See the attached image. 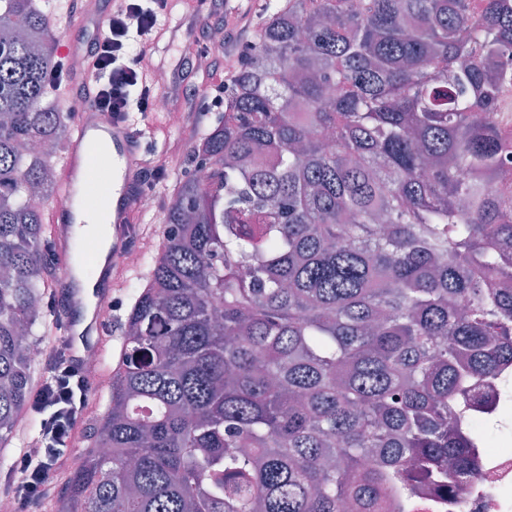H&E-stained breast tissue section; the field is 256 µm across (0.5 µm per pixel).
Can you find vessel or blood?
Here are the masks:
<instances>
[{"label": "vessel or blood", "mask_w": 512, "mask_h": 512, "mask_svg": "<svg viewBox=\"0 0 512 512\" xmlns=\"http://www.w3.org/2000/svg\"><path fill=\"white\" fill-rule=\"evenodd\" d=\"M73 125L75 133L60 167V185L73 192L82 189L90 175L88 159L98 156L103 170L109 175L104 204L112 212V242L106 264L95 277L94 295L98 306L93 310L88 309L83 290L73 274V211L54 208L44 216L45 223L55 228L57 257L61 263L58 292L65 306V330L73 340L72 357L78 361L85 349L93 344L92 335L100 324L98 307L110 299L114 274L124 265L126 251L133 240L135 226L131 216L135 207L139 138L132 130L131 121L117 120L89 105L74 117Z\"/></svg>", "instance_id": "1"}]
</instances>
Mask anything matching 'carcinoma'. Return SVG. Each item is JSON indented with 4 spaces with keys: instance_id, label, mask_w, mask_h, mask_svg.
<instances>
[{
    "instance_id": "1",
    "label": "carcinoma",
    "mask_w": 512,
    "mask_h": 512,
    "mask_svg": "<svg viewBox=\"0 0 512 512\" xmlns=\"http://www.w3.org/2000/svg\"><path fill=\"white\" fill-rule=\"evenodd\" d=\"M67 13L0 0V446L33 411L51 310L40 203L63 195L72 127L45 75ZM511 116L512 0L269 8L193 147L203 178L141 256L58 512H409L419 482L462 492L460 403L512 350Z\"/></svg>"
}]
</instances>
